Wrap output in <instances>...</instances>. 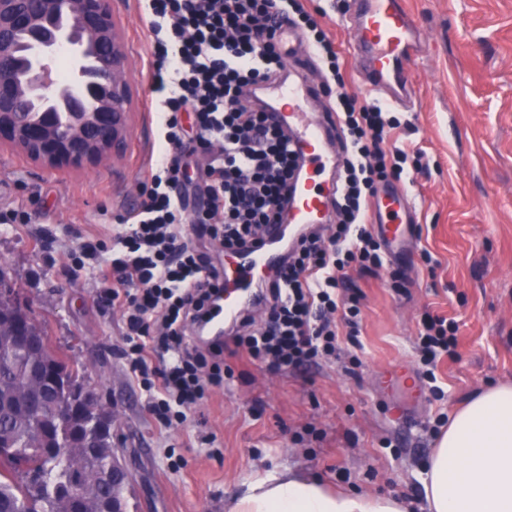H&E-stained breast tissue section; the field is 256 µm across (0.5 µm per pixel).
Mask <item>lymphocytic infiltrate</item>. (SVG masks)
<instances>
[{
  "label": "lymphocytic infiltrate",
  "mask_w": 512,
  "mask_h": 512,
  "mask_svg": "<svg viewBox=\"0 0 512 512\" xmlns=\"http://www.w3.org/2000/svg\"><path fill=\"white\" fill-rule=\"evenodd\" d=\"M153 36L145 72L149 93L164 94V150L150 158L139 208L116 218L111 249L100 252L94 275L122 314L123 356L147 409L163 428L183 424L192 406L232 380L227 357L278 370L297 369L354 350L358 368L362 294L350 272L378 275L385 266L382 241L369 222L380 188L412 180L418 148L396 137L402 123L380 103L349 91L334 42L303 0H147ZM302 32L321 62L322 86L340 124L345 157L337 183L339 219L329 233L313 228L290 244L262 290L263 326L242 316L230 341L202 348L188 339L200 324L224 271L183 235L192 225L227 251L254 244L264 225L280 223L299 167L285 130L269 126L264 107L249 103L284 69L278 21ZM193 112L195 133L184 138L180 115ZM203 161L206 205L188 211L185 151ZM458 325L425 314L418 336L423 369L437 381L441 360L458 355Z\"/></svg>",
  "instance_id": "f902f5d3"
}]
</instances>
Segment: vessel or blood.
I'll return each mask as SVG.
<instances>
[{
	"instance_id": "1",
	"label": "vessel or blood",
	"mask_w": 512,
	"mask_h": 512,
	"mask_svg": "<svg viewBox=\"0 0 512 512\" xmlns=\"http://www.w3.org/2000/svg\"><path fill=\"white\" fill-rule=\"evenodd\" d=\"M347 25L353 33L351 49L356 65L368 73L367 91L394 103L410 100L411 83L403 63L422 32L406 0H354ZM277 32L289 57L302 60L304 68L274 81L263 104L269 122L286 129L300 154L301 174L281 223L267 225L256 246L226 254L224 297L211 304L198 331L203 342L223 340L225 328L244 311L261 307L259 286L264 275L281 262L295 228L327 223L332 209L341 161L336 117L322 108L318 86L305 75L306 70L317 65L314 51L289 24L279 23ZM322 174L327 177L325 185L313 187L314 177ZM403 206L398 192H388V218L375 225L387 245L398 244L412 233L411 225L400 221ZM381 382L415 400L422 394L419 380L405 368L383 376Z\"/></svg>"
}]
</instances>
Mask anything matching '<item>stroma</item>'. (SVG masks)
Returning <instances> with one entry per match:
<instances>
[{
	"instance_id": "35a3bbf8",
	"label": "stroma",
	"mask_w": 512,
	"mask_h": 512,
	"mask_svg": "<svg viewBox=\"0 0 512 512\" xmlns=\"http://www.w3.org/2000/svg\"><path fill=\"white\" fill-rule=\"evenodd\" d=\"M351 0H310L339 51L348 87L365 78L344 24ZM423 27L408 61L414 95L393 105L411 123L406 142L423 171L405 185L415 228L389 259L405 271L402 292L388 271L360 279L363 351L356 374L346 357L276 371L243 360L234 378L160 428L120 354L122 320L91 269L73 273L80 246L112 244L113 217L141 203L138 186L160 129L143 107L141 72L152 36L136 0H112L128 57L132 123L124 155L92 170H48L0 145V214L20 208L29 224L0 229V263L52 346L74 354L90 385L110 396L121 454L132 475L129 512H224L246 482L282 470L314 475L336 489L402 499L422 512L423 471L444 418L476 390L512 382V0H407ZM438 265L428 271L423 252ZM455 319L458 359L438 367L443 394L424 393L404 424L384 415L377 373L416 350L424 313ZM186 460L167 466L168 451Z\"/></svg>"
}]
</instances>
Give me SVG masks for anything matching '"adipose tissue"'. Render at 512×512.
Returning <instances> with one entry per match:
<instances>
[{
  "mask_svg": "<svg viewBox=\"0 0 512 512\" xmlns=\"http://www.w3.org/2000/svg\"><path fill=\"white\" fill-rule=\"evenodd\" d=\"M427 512H512V385L471 395L437 439L423 481ZM225 512H407L403 501L336 491L292 471L260 478Z\"/></svg>",
  "mask_w": 512,
  "mask_h": 512,
  "instance_id": "ef3b65f1",
  "label": "adipose tissue"
}]
</instances>
